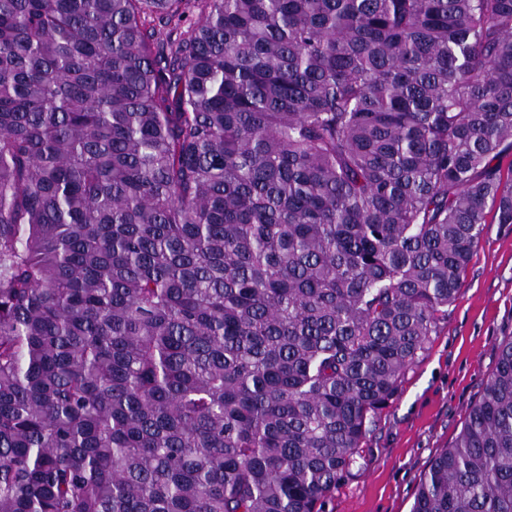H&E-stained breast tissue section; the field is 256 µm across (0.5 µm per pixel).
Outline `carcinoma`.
Masks as SVG:
<instances>
[{"instance_id": "1", "label": "carcinoma", "mask_w": 512, "mask_h": 512, "mask_svg": "<svg viewBox=\"0 0 512 512\" xmlns=\"http://www.w3.org/2000/svg\"><path fill=\"white\" fill-rule=\"evenodd\" d=\"M511 151L512 0H0V512H324ZM497 350L411 512H512Z\"/></svg>"}]
</instances>
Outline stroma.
Wrapping results in <instances>:
<instances>
[{"mask_svg": "<svg viewBox=\"0 0 512 512\" xmlns=\"http://www.w3.org/2000/svg\"><path fill=\"white\" fill-rule=\"evenodd\" d=\"M512 334V224L486 225L425 352L372 425L362 458L326 512H410L419 477L460 431Z\"/></svg>", "mask_w": 512, "mask_h": 512, "instance_id": "35a3bbf8", "label": "stroma"}]
</instances>
